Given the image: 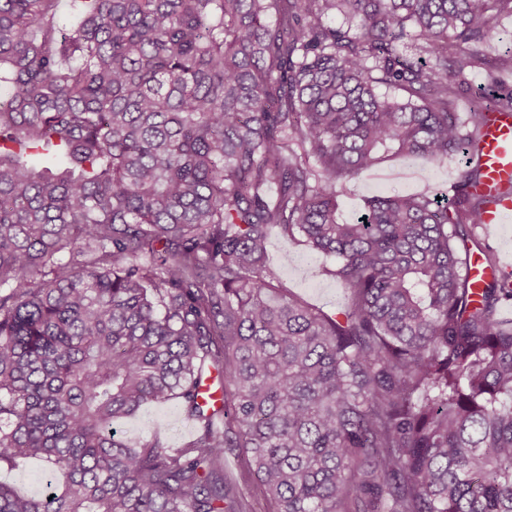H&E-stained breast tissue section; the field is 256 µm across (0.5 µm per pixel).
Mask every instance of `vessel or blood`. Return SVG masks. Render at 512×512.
Segmentation results:
<instances>
[{
    "mask_svg": "<svg viewBox=\"0 0 512 512\" xmlns=\"http://www.w3.org/2000/svg\"><path fill=\"white\" fill-rule=\"evenodd\" d=\"M480 165L483 178L476 191L486 200L483 225H500L512 211V114L492 111L483 131Z\"/></svg>",
    "mask_w": 512,
    "mask_h": 512,
    "instance_id": "1",
    "label": "vessel or blood"
}]
</instances>
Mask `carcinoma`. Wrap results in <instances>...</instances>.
Wrapping results in <instances>:
<instances>
[{
  "mask_svg": "<svg viewBox=\"0 0 512 512\" xmlns=\"http://www.w3.org/2000/svg\"><path fill=\"white\" fill-rule=\"evenodd\" d=\"M495 11L0 0V471L49 476L0 481V512H248L233 452L274 512H512V271L467 274L495 264L474 189L512 90L451 108ZM389 153L465 158L454 197L343 218ZM274 227L336 260V314L265 262ZM170 400L192 442L117 437ZM0 480L13 484L31 494L43 492L46 486V481L42 473V465L36 461L31 462L27 469L23 471L9 472L2 470L0 472Z\"/></svg>",
  "mask_w": 512,
  "mask_h": 512,
  "instance_id": "obj_1",
  "label": "carcinoma"
}]
</instances>
